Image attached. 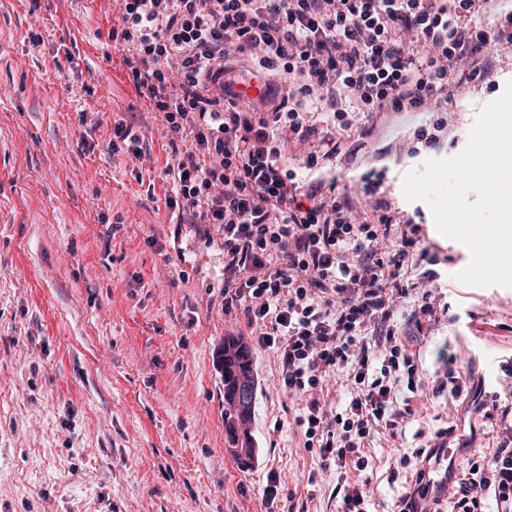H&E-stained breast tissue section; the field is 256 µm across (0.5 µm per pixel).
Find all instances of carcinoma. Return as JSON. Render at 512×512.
Segmentation results:
<instances>
[{"instance_id":"obj_1","label":"carcinoma","mask_w":512,"mask_h":512,"mask_svg":"<svg viewBox=\"0 0 512 512\" xmlns=\"http://www.w3.org/2000/svg\"><path fill=\"white\" fill-rule=\"evenodd\" d=\"M248 388L254 393L255 383L251 375L250 352L247 347L236 339L224 340V400L232 413L224 416L231 441L236 443L238 426L245 425L251 417L254 398L243 402L237 398L240 389Z\"/></svg>"}]
</instances>
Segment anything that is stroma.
<instances>
[{"label":"stroma","instance_id":"obj_1","mask_svg":"<svg viewBox=\"0 0 512 512\" xmlns=\"http://www.w3.org/2000/svg\"><path fill=\"white\" fill-rule=\"evenodd\" d=\"M116 15L113 0H0V512H338L336 476L302 446L276 354L224 313L220 245L166 201L169 139L109 36ZM490 57L476 80L474 62H458L454 96L424 119L376 115L367 134L310 144L347 157L337 192L362 211L388 203L440 259L435 281L410 273L440 314L414 346L431 390L401 437L371 443L372 512H397L399 460L436 431L434 481L447 458L487 456L512 426V289L459 282L469 250L437 233L426 203L390 189L464 149L512 80V41ZM120 123L141 137V157L111 151ZM228 338L253 348L245 464L224 429ZM452 364L460 393L434 392Z\"/></svg>","mask_w":512,"mask_h":512}]
</instances>
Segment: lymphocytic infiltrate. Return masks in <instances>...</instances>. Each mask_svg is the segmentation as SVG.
I'll return each mask as SVG.
<instances>
[{
    "label": "lymphocytic infiltrate",
    "mask_w": 512,
    "mask_h": 512,
    "mask_svg": "<svg viewBox=\"0 0 512 512\" xmlns=\"http://www.w3.org/2000/svg\"><path fill=\"white\" fill-rule=\"evenodd\" d=\"M113 41L133 86L166 132L184 141L163 170L170 206L191 211L202 236L224 245V312L243 314L258 348L273 350L281 388L298 397L295 422L321 469H335L340 512H369L367 449L376 433L398 436L424 400L406 337L390 320L412 300L407 323L423 333L439 320L429 293L412 298L419 225L356 214L335 183L305 182L318 164H288L287 144L329 138L379 112L427 110L451 90L458 61L512 40L485 23L489 0H115ZM433 52L414 57L410 45ZM260 78L242 93L228 60ZM325 127L310 120L315 111ZM350 388L338 405L323 396L331 375ZM453 512H512V439L482 461L458 463ZM356 480H349V473Z\"/></svg>",
    "instance_id": "f902f5d3"
}]
</instances>
